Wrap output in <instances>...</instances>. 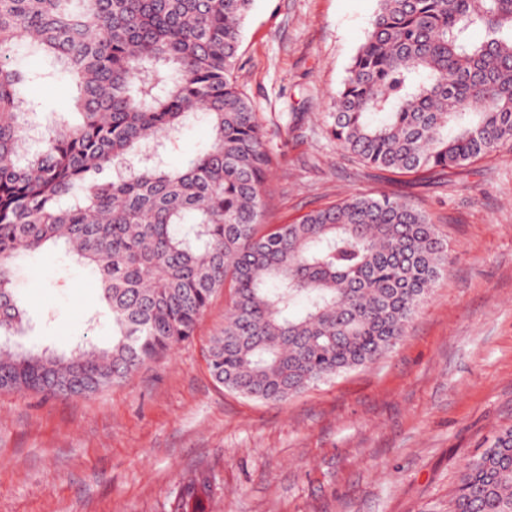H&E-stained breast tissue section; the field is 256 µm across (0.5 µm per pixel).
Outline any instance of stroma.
Masks as SVG:
<instances>
[{"mask_svg":"<svg viewBox=\"0 0 512 512\" xmlns=\"http://www.w3.org/2000/svg\"><path fill=\"white\" fill-rule=\"evenodd\" d=\"M377 0H254L241 27L239 85L279 164L266 224L354 194L386 193L448 240V268L402 341L377 361L283 402L217 385L206 364L229 297L196 336L93 395L0 392V512H170L183 479L209 477L210 512H448L467 461L512 427V142L445 178L418 180L344 156L332 98ZM25 94L68 111L66 79ZM23 342L105 346L112 319L96 275L67 245L23 257Z\"/></svg>","mask_w":512,"mask_h":512,"instance_id":"stroma-1","label":"stroma"}]
</instances>
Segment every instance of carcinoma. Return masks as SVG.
<instances>
[{
	"label": "carcinoma",
	"mask_w": 512,
	"mask_h": 512,
	"mask_svg": "<svg viewBox=\"0 0 512 512\" xmlns=\"http://www.w3.org/2000/svg\"><path fill=\"white\" fill-rule=\"evenodd\" d=\"M252 2L0 0V330L22 322L16 259L60 239L112 313L105 348L0 346L1 391L123 382L191 340L226 287L207 368L244 397L286 400L402 340L447 268V240L387 194L262 223L278 161L238 85ZM20 50L77 86L78 120H53L28 157L21 87L44 75ZM331 109L341 150L397 174H452L511 142L512 0H377ZM192 120L211 142L170 168L158 150ZM211 495L208 478H186L171 512H207ZM448 512H512V427L467 462Z\"/></svg>",
	"instance_id": "obj_1"
}]
</instances>
